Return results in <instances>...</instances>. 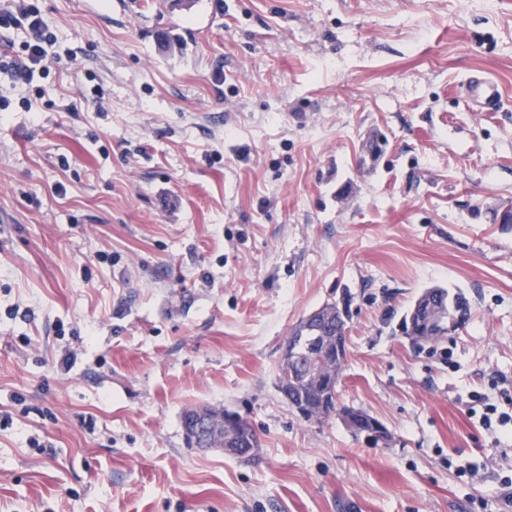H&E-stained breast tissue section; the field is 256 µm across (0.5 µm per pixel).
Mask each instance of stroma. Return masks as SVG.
<instances>
[{"label":"stroma","mask_w":512,"mask_h":512,"mask_svg":"<svg viewBox=\"0 0 512 512\" xmlns=\"http://www.w3.org/2000/svg\"><path fill=\"white\" fill-rule=\"evenodd\" d=\"M37 5L59 66L0 71V512H512L467 406L512 398V0ZM432 286L471 308L444 358L398 328ZM345 295L384 444L277 388ZM199 406L257 459L190 447ZM470 99L476 112H498L502 106V96L497 84L485 76H473L466 83ZM342 311H346L344 301L336 302ZM335 303H327L320 307L317 313V319L306 321L302 318L296 323L287 336L284 347L288 348L283 351V356L288 354V361L294 362L299 360L302 362L300 353L316 352L315 348L332 349L337 345H344L347 339L349 315L346 312L345 317L342 316ZM292 346L294 349L289 347ZM299 352V353H298Z\"/></svg>","instance_id":"stroma-1"}]
</instances>
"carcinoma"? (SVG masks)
<instances>
[{"label":"carcinoma","mask_w":512,"mask_h":512,"mask_svg":"<svg viewBox=\"0 0 512 512\" xmlns=\"http://www.w3.org/2000/svg\"><path fill=\"white\" fill-rule=\"evenodd\" d=\"M470 318V303L460 292H451L440 286L424 290L407 308L400 323L413 322L421 329L420 339L413 344L415 349L444 346L448 323L460 327ZM348 333L347 318L343 317L336 304L327 303L320 307L317 319L296 323L287 336L285 345L292 346L299 353L315 351V348L332 349L345 344ZM346 359L322 360L318 368L302 366L293 368L288 380L277 377L278 389L288 399L304 405L306 421L322 422L348 411L350 407L339 403L338 385Z\"/></svg>","instance_id":"carcinoma-1"}]
</instances>
